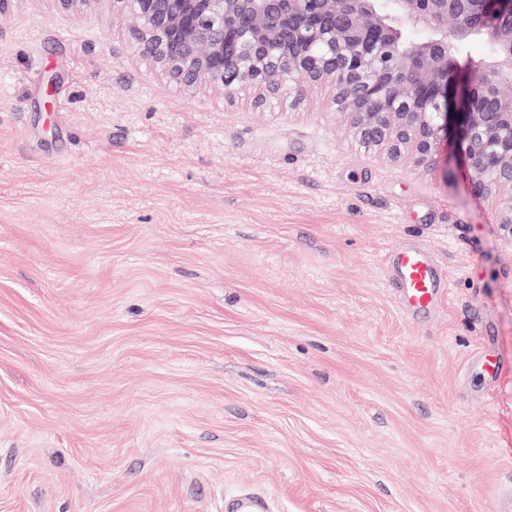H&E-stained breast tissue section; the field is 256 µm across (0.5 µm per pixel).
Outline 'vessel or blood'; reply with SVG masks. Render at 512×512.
Instances as JSON below:
<instances>
[{
    "instance_id": "obj_1",
    "label": "vessel or blood",
    "mask_w": 512,
    "mask_h": 512,
    "mask_svg": "<svg viewBox=\"0 0 512 512\" xmlns=\"http://www.w3.org/2000/svg\"><path fill=\"white\" fill-rule=\"evenodd\" d=\"M388 267L398 284L399 302L409 315L435 311L449 292L446 271L423 248L406 244L392 249Z\"/></svg>"
}]
</instances>
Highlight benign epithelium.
<instances>
[{
    "instance_id": "7a95c632",
    "label": "benign epithelium",
    "mask_w": 512,
    "mask_h": 512,
    "mask_svg": "<svg viewBox=\"0 0 512 512\" xmlns=\"http://www.w3.org/2000/svg\"><path fill=\"white\" fill-rule=\"evenodd\" d=\"M145 54L186 88L245 85L267 99L284 79L298 100L328 84L366 147L409 145L424 161L448 133L474 189L506 193L512 244V0H112ZM221 14L217 25L210 21ZM427 23L432 33L408 41ZM494 47L461 64V44Z\"/></svg>"
}]
</instances>
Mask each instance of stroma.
Masks as SVG:
<instances>
[{
  "instance_id": "obj_1",
  "label": "stroma",
  "mask_w": 512,
  "mask_h": 512,
  "mask_svg": "<svg viewBox=\"0 0 512 512\" xmlns=\"http://www.w3.org/2000/svg\"><path fill=\"white\" fill-rule=\"evenodd\" d=\"M332 91L185 89L112 0L0 15V512H493L512 244ZM400 244L448 273L407 316Z\"/></svg>"
}]
</instances>
